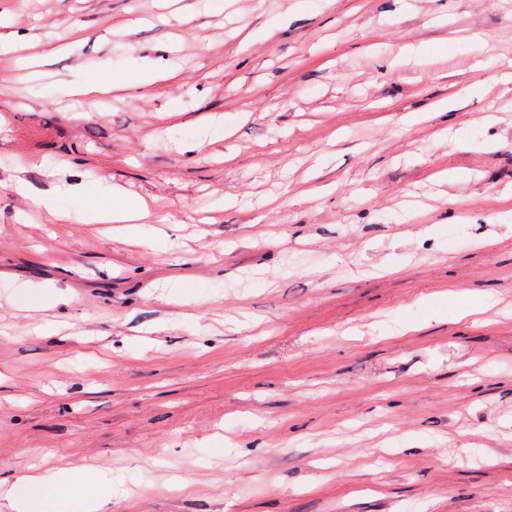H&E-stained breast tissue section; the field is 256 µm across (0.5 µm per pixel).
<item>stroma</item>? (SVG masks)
Wrapping results in <instances>:
<instances>
[{
  "label": "stroma",
  "mask_w": 512,
  "mask_h": 512,
  "mask_svg": "<svg viewBox=\"0 0 512 512\" xmlns=\"http://www.w3.org/2000/svg\"><path fill=\"white\" fill-rule=\"evenodd\" d=\"M510 61L512 0H0L6 476L512 512Z\"/></svg>",
  "instance_id": "35a3bbf8"
}]
</instances>
